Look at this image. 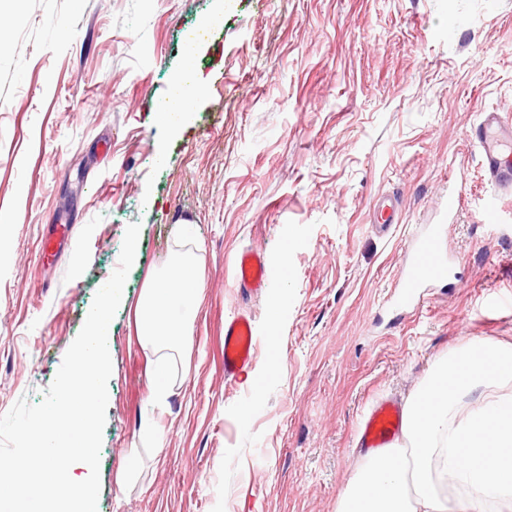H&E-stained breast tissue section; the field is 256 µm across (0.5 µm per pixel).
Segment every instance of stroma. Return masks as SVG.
<instances>
[{
  "label": "stroma",
  "instance_id": "35a3bbf8",
  "mask_svg": "<svg viewBox=\"0 0 512 512\" xmlns=\"http://www.w3.org/2000/svg\"><path fill=\"white\" fill-rule=\"evenodd\" d=\"M0 34V211L20 216L0 249V415L42 400L141 226L108 335L98 512H338L375 397L405 401L469 342H512V197L485 224L469 138L481 112L512 113V0H15ZM192 35L204 92L174 135L158 114ZM60 214L72 241L49 262ZM441 222L451 279L391 307L414 226ZM251 247L258 298L225 265ZM187 249L202 290L160 399L135 310ZM240 309L257 349L228 381Z\"/></svg>",
  "mask_w": 512,
  "mask_h": 512
}]
</instances>
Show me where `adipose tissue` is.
I'll return each instance as SVG.
<instances>
[{"mask_svg":"<svg viewBox=\"0 0 512 512\" xmlns=\"http://www.w3.org/2000/svg\"><path fill=\"white\" fill-rule=\"evenodd\" d=\"M158 119L180 133L204 87L187 52ZM201 289L191 255H176L150 279L136 310L137 334L160 359L149 371L156 395L169 392L162 360L182 349L192 313L173 315L175 299ZM403 445L364 457L342 496L341 512H480L493 501L512 512V343L472 342L449 352L404 405ZM464 488L451 500L448 487Z\"/></svg>","mask_w":512,"mask_h":512,"instance_id":"ef3b65f1","label":"adipose tissue"}]
</instances>
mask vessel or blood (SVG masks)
Here are the masks:
<instances>
[{
  "instance_id": "b4317fda",
  "label": "vessel or blood",
  "mask_w": 512,
  "mask_h": 512,
  "mask_svg": "<svg viewBox=\"0 0 512 512\" xmlns=\"http://www.w3.org/2000/svg\"><path fill=\"white\" fill-rule=\"evenodd\" d=\"M472 139L480 151V165L494 188L493 200L483 206L487 223L498 222L496 198L512 195V118L496 111L481 113L472 129ZM53 236L42 242L44 258L55 257L64 241L70 240L72 227L58 219ZM447 227L443 224L420 225L409 240V260L397 284L401 301H421L429 283L450 275V258L444 245ZM236 288L261 296L269 286L264 255L254 250L237 254L231 261ZM254 323L249 314L237 311L224 320V377L232 379L248 367L255 356ZM402 408L391 398L374 399L362 414L355 437L361 448L371 451L388 447L398 436Z\"/></svg>"
}]
</instances>
